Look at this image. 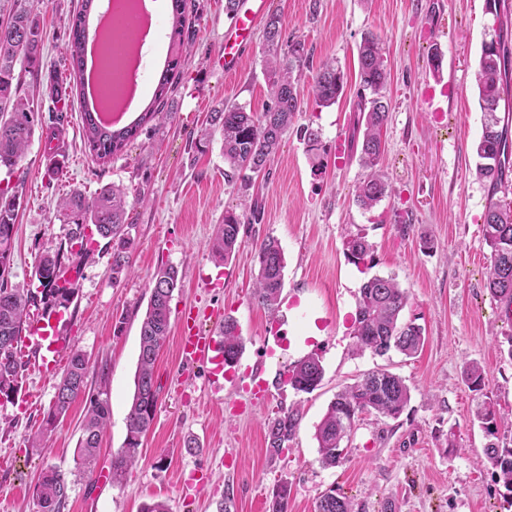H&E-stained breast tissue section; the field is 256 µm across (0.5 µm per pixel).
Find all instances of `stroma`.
I'll return each mask as SVG.
<instances>
[{"label":"stroma","instance_id":"35a3bbf8","mask_svg":"<svg viewBox=\"0 0 512 512\" xmlns=\"http://www.w3.org/2000/svg\"><path fill=\"white\" fill-rule=\"evenodd\" d=\"M80 5L81 0H45L42 73L67 76L66 22ZM149 7L154 28L141 80L147 99L164 67L171 18L170 0H149ZM271 7L282 15L284 35L304 41L314 62L336 61L344 90L335 104L320 107L311 78L301 81L297 122L318 129L322 146L311 152L295 134L284 137L268 172L252 177L261 220H243L241 245L224 263L210 254L215 229L225 211L248 214L250 201L224 181L220 134H213L202 153L191 143L216 102L244 103L259 113L270 84L262 35H255L235 74L225 75L219 66L216 55L229 21L224 0H189L194 32L173 103L111 161L96 162L85 147L79 105L63 112L57 153L46 151L44 135L35 133L19 164L24 184L13 238V285L35 287L39 255L64 237L57 205L66 193L79 190L90 199L102 187L120 184L130 198L133 270L113 280L106 242L97 240L66 330L70 350L89 361V388L107 391L111 404L98 469H109L126 436L147 284L157 268L179 270L172 319L192 308L214 331L233 319L244 351L236 366L225 369L224 389L217 393L206 368L187 364L177 337L169 336L157 358L161 392L154 420L137 466L120 485L72 474L84 399L55 424L44 447H32L60 377L24 372L15 402L0 405V455L6 461L0 468V512H36L33 488L49 467L70 476L66 512H140L152 498L166 500L171 512H216L227 496L232 512H268L274 488L284 481L290 486L288 512H316L318 497L331 488L364 504L366 512H382L388 502L393 512H512L495 468L483 456L488 438L474 420L478 395L463 380L466 364L479 363L488 395L502 411H512V323L484 286L490 250L482 224L489 183L476 175L474 151L483 122L476 71L495 18L485 0H321L315 16L309 0H271ZM368 32L381 38L390 71L381 167L392 192L364 210L354 200L365 171L351 137L360 90L357 46ZM436 48L443 53L438 69L431 63ZM141 191L147 200L140 204ZM358 233L373 246L364 266L351 263L344 250L346 238ZM425 235L433 248L422 246ZM269 238L279 242L285 258L281 303L274 312L258 302L253 288L256 250ZM376 274L396 276L409 295L404 319H416L425 329V345L414 357L353 348L359 290ZM214 279L221 287H211ZM284 329L290 346L272 344ZM312 352L322 359L323 379L313 392H295L285 384V372ZM380 369L406 380L409 405L396 419L362 415L344 463L322 467L315 430L329 403L344 386ZM258 375L268 396L250 408L246 389ZM292 405L302 414L296 437L271 457L262 422ZM190 437L199 443L191 452L184 446Z\"/></svg>","mask_w":512,"mask_h":512}]
</instances>
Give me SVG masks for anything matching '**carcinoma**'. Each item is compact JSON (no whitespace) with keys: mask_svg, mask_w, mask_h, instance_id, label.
<instances>
[{"mask_svg":"<svg viewBox=\"0 0 512 512\" xmlns=\"http://www.w3.org/2000/svg\"><path fill=\"white\" fill-rule=\"evenodd\" d=\"M41 0H11L7 20L0 21V169L13 175L27 150L36 127L43 125L41 106L34 105L20 94L21 72L30 73L42 84V95L52 104L70 96L68 87L57 79L39 73L43 39L39 13L35 5ZM497 16V28L491 39L482 44L477 73L481 110L484 114L482 133L475 145L480 162L477 173L490 180L491 197L484 214L483 240L490 249L486 288L491 296L505 307L512 319V201L494 199V195L512 181V136L509 123H501L499 107L512 110V39L504 26L509 13L503 0H487ZM95 8L94 0H82L80 9L68 21L69 70L75 82L84 86L83 62L80 57L88 38L89 16ZM172 46L181 47L186 36L188 0H172ZM266 41L264 67L273 75L270 87L271 103L260 114L239 104L219 103L209 115V129L200 135L196 149L207 147L212 132L218 130L224 141V181L239 185L246 192L251 178L247 172L266 169L282 138L292 129L308 150L319 149L320 134L310 126L294 128L299 111L296 85L310 62L304 42L283 38L282 16L274 10L263 23ZM358 63L362 92L357 104L359 116L356 126L364 127L359 142V161L366 170L365 178L356 187L355 202L368 210L390 193L385 176L378 169L383 153V129L388 121L389 103L383 90L389 72L380 39L365 35L358 46ZM179 55L172 52L166 68L160 73L154 101L166 106L168 93L179 79ZM344 74L333 62L319 65L314 78L313 96L319 106L336 103L343 93ZM82 129L92 156L108 161L135 139L142 125L153 112L147 111L132 123L112 129L101 128L93 118L92 105L83 100ZM18 185L6 180L0 186V400L10 402L18 390L24 362L19 352V340L29 309L50 304L66 309L76 294L75 279L82 275L80 257L88 255L86 229L107 240L112 248V278L132 271L127 195L125 190L112 185L103 187L88 199L73 191L61 199L59 208L68 224L66 242L56 249L43 251L34 275L41 290L18 288L9 281L13 230L20 206ZM241 220L234 212H224V223L217 226L211 240V254L216 261H226L238 246ZM348 257L363 263L372 245L363 236L345 243ZM259 273L255 295L267 309L277 308L284 286L285 260L278 242L269 238L257 251ZM148 288L150 299L140 326V343L135 391L126 417L124 445L112 455L109 471L112 483L120 485L136 467L142 441L153 422L158 403L159 385L155 379V362L165 343L171 324L170 302L180 288L178 269L173 265L158 268ZM408 304L406 292L392 275H374L360 289L354 320L355 347L383 356L395 350L407 357L420 352L425 343L424 328L412 321L404 322L401 313ZM221 335L224 345V365L237 362L244 349V341L237 324L224 320ZM88 361L79 353L69 356L68 365L47 411L45 429L36 438H42L57 420L67 415L71 405L87 390ZM323 378L321 360L309 355L288 371V384L297 392L310 393ZM464 379L468 387L482 394L477 403L475 419L484 433L495 437L504 423V416L496 403L483 393L485 372L476 363L466 365ZM411 399L410 388L401 376L387 370L365 374L354 384L345 387L330 402L327 412L316 426L319 462L325 468H334L345 459L342 445L349 440L359 416L375 412L383 417L397 419ZM111 419L108 399L97 392L87 398L81 424V437L74 456L77 473L92 478L97 464L102 433ZM301 419L300 411L290 408L264 420L263 429L267 452L276 456L288 446ZM486 460L496 469L498 481L512 494V448H502L495 442L484 448ZM290 490L288 483L279 484L273 493L270 512H288ZM33 496L40 503V512H62L68 498L67 477L55 470H47L34 486ZM316 512H355L354 503L344 494L330 489L317 502Z\"/></svg>","mask_w":512,"mask_h":512,"instance_id":"1","label":"carcinoma"}]
</instances>
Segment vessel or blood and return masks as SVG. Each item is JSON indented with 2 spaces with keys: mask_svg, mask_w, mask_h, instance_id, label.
I'll return each mask as SVG.
<instances>
[{
  "mask_svg": "<svg viewBox=\"0 0 512 512\" xmlns=\"http://www.w3.org/2000/svg\"><path fill=\"white\" fill-rule=\"evenodd\" d=\"M268 8L269 0H241L227 27L219 58L225 74L237 71L243 56L252 46L253 32ZM65 323L64 311L43 310L27 324L20 337V344L31 368L47 375L61 363L69 347V340L64 334ZM179 345L188 363L209 366L213 390H222V344L213 332L201 327L199 315L194 310H186L180 318Z\"/></svg>",
  "mask_w": 512,
  "mask_h": 512,
  "instance_id": "vessel-or-blood-1",
  "label": "vessel or blood"
}]
</instances>
